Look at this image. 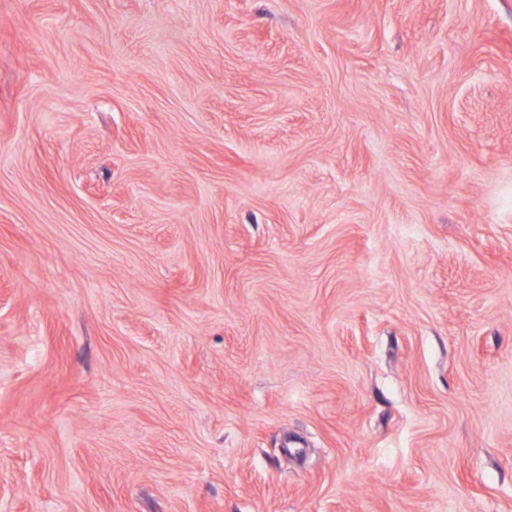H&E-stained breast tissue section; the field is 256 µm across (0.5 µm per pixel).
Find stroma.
Here are the masks:
<instances>
[{
	"mask_svg": "<svg viewBox=\"0 0 512 512\" xmlns=\"http://www.w3.org/2000/svg\"><path fill=\"white\" fill-rule=\"evenodd\" d=\"M0 512H512V0H0Z\"/></svg>",
	"mask_w": 512,
	"mask_h": 512,
	"instance_id": "1",
	"label": "stroma"
}]
</instances>
